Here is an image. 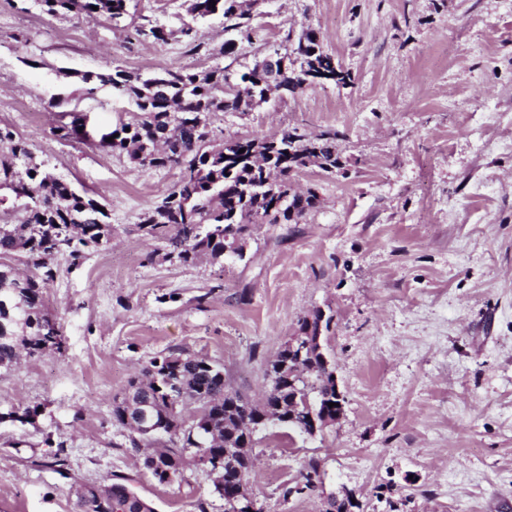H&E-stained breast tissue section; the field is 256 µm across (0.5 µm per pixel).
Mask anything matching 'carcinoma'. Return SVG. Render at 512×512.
Masks as SVG:
<instances>
[{"instance_id":"carcinoma-1","label":"carcinoma","mask_w":512,"mask_h":512,"mask_svg":"<svg viewBox=\"0 0 512 512\" xmlns=\"http://www.w3.org/2000/svg\"><path fill=\"white\" fill-rule=\"evenodd\" d=\"M34 2L51 17L76 13L91 21H117L127 14L128 0ZM188 12L194 20L220 15L227 29H239L250 20L241 0H190ZM133 33L155 42L170 36L150 21L133 26ZM291 54L294 59L273 84L256 65L236 78L219 65L200 73L166 70L146 75L115 66L66 74L86 96L110 87L136 105L135 121L109 132L112 141L103 146L126 152L129 162L141 168L179 169L174 188L136 225L141 236L165 244L163 258L182 264L205 259L222 265L227 257L224 250L232 244L241 258L258 214H271L270 224H300L315 207V191L291 193V173L311 163L327 173L344 168L338 133L333 130L311 139L290 131L269 139L240 138L222 144L211 138L209 117L216 112H247L266 101L270 92L294 94L317 77L336 85L350 79L313 29L297 35ZM3 140L10 143V156L0 159V204L8 196L26 202L15 211L13 223L0 224V260L21 257L29 267L21 273L0 265V371H12L24 355L62 348L60 327L46 307V291L54 280L51 260L64 252L71 264H81L87 251L109 243L113 228L108 212L99 209L101 202L52 173L26 140L7 127L0 128ZM226 152L239 160L224 163ZM287 360L285 345L266 366L265 375L271 379L266 401L254 404L226 388L224 366L182 350L171 351L152 358L113 398L112 419L130 431L133 447L140 448L157 442V436L136 427L143 413H149L161 425L160 436L168 437L160 455L180 466L185 464L187 448L196 449L198 464L208 468L224 456V445L238 447L233 467L215 484V491L225 498L250 478L255 465L248 423L269 408L288 404L296 394L321 406L336 398L335 383L321 354L312 353L295 373L278 370ZM307 373L313 381H307ZM73 494L75 512H154L149 502L119 481L76 484Z\"/></svg>"}]
</instances>
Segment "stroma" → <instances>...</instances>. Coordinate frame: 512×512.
<instances>
[{
    "instance_id": "1",
    "label": "stroma",
    "mask_w": 512,
    "mask_h": 512,
    "mask_svg": "<svg viewBox=\"0 0 512 512\" xmlns=\"http://www.w3.org/2000/svg\"><path fill=\"white\" fill-rule=\"evenodd\" d=\"M128 7L169 29L168 40L0 0V126L98 194L114 227L77 270L53 262L46 304L62 350L0 373V411L40 410L35 424H0V512H74V484L119 480L156 512H225L193 450L172 483L158 484L113 422L112 399L177 348L222 364L228 390L261 399L267 362L318 310L333 318L322 344L345 416L314 437L255 432L249 490L261 512H327L343 487L356 512H512V0H254L247 37L220 16L192 21L188 0ZM187 21L200 50L180 34ZM306 28L351 85L215 113L211 135L332 129L347 171L293 173L318 205L300 224L256 225L244 259L163 260V243L135 226L178 170L53 133L76 116L107 130L135 111L108 88L81 95L67 71L240 70ZM312 460L319 478L305 491Z\"/></svg>"
}]
</instances>
